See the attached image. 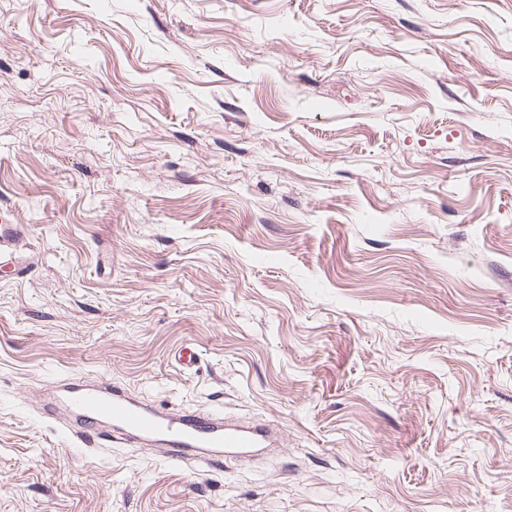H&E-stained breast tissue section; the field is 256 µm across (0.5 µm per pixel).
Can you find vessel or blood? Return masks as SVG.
<instances>
[{
    "mask_svg": "<svg viewBox=\"0 0 512 512\" xmlns=\"http://www.w3.org/2000/svg\"><path fill=\"white\" fill-rule=\"evenodd\" d=\"M23 235L21 225L0 224V267L14 264ZM59 393V398L44 403V416L57 419L59 407H66L68 432L90 448L105 442L156 447L168 459L212 467L225 456L251 459L281 443L279 433L269 426L192 410L170 413L113 385L67 384Z\"/></svg>",
    "mask_w": 512,
    "mask_h": 512,
    "instance_id": "1",
    "label": "vessel or blood"
}]
</instances>
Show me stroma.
<instances>
[{
    "label": "stroma",
    "instance_id": "35a3bbf8",
    "mask_svg": "<svg viewBox=\"0 0 512 512\" xmlns=\"http://www.w3.org/2000/svg\"><path fill=\"white\" fill-rule=\"evenodd\" d=\"M0 223V512H512V0H0ZM62 379L282 445L88 448ZM23 235L20 224H0V267H14L16 247Z\"/></svg>",
    "mask_w": 512,
    "mask_h": 512
}]
</instances>
